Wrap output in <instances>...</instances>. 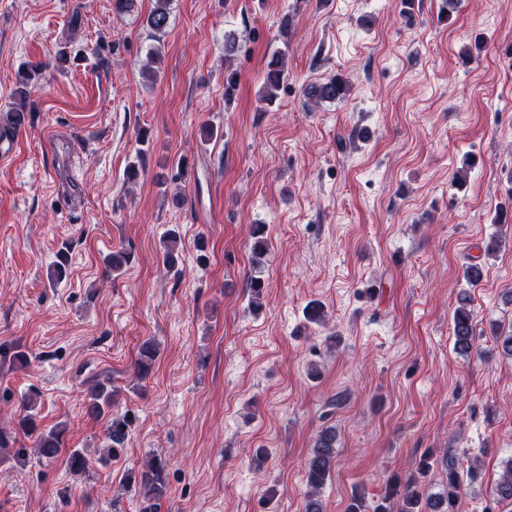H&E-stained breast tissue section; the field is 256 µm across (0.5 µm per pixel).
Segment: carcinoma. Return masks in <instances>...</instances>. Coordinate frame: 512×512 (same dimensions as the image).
Here are the masks:
<instances>
[{
    "mask_svg": "<svg viewBox=\"0 0 512 512\" xmlns=\"http://www.w3.org/2000/svg\"><path fill=\"white\" fill-rule=\"evenodd\" d=\"M171 0H155V5L148 14L147 25L157 31H163L169 24ZM284 80L282 65V52L276 51L267 63L264 75L265 94L263 101L271 104L277 98ZM350 92V84L343 76L337 74L327 81L311 85L304 89L307 102L320 103L323 101H343ZM26 122V111L15 107L7 112L0 113V135L10 133ZM179 236L170 232L162 240V255L164 263L173 267L179 259ZM265 226L256 224L252 229V253L261 257L267 250ZM455 348L460 353L470 355L474 351V340L477 336V324L474 314L467 300H462L452 316ZM497 348L505 356L512 358V328L503 331L500 328L492 329ZM156 348L151 343H144L139 348L136 359L137 371L146 375L151 370L155 358ZM115 393L110 381H98L92 384L87 393L85 413L92 418H100L105 412L112 409ZM134 421V415L112 413L106 428V438L110 441L109 450L124 446L129 429ZM33 441L37 455L46 460L56 459L62 452L65 444L66 429L64 425L57 424L48 430L38 427L32 414H25L18 419L17 433ZM68 469L75 473H84L88 470V459L78 451H71L67 458ZM336 464V434L331 428L322 430L316 437L306 464V512H323L320 500L321 489L332 476ZM442 464L447 470V478L442 491L423 496L419 490L424 478L431 468L430 457L425 456L419 460L416 469L403 479L387 481L384 494L381 495L373 507V512H391L388 501L393 497L401 500L399 512H460L459 504L465 490V482L460 473L448 464V456H443ZM166 460L158 457L152 458L146 466L127 474V482L138 491L143 499L142 512H158L162 500L168 492ZM494 497L498 501L512 500V459L506 465L501 478L495 488Z\"/></svg>",
    "mask_w": 512,
    "mask_h": 512,
    "instance_id": "carcinoma-1",
    "label": "carcinoma"
}]
</instances>
